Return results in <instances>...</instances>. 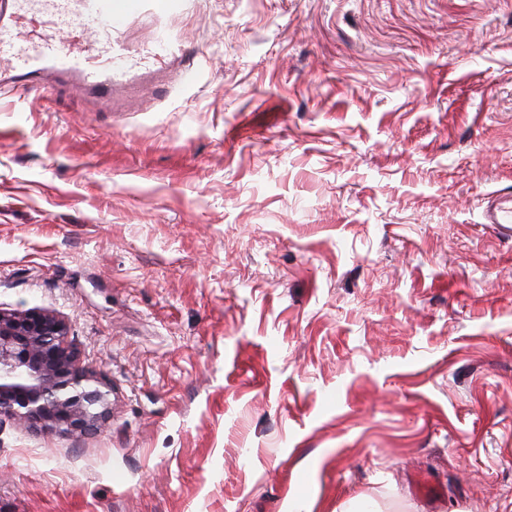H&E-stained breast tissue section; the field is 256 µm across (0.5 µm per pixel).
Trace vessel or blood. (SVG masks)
<instances>
[{"label": "vessel or blood", "mask_w": 512, "mask_h": 512, "mask_svg": "<svg viewBox=\"0 0 512 512\" xmlns=\"http://www.w3.org/2000/svg\"><path fill=\"white\" fill-rule=\"evenodd\" d=\"M116 0H0V85L47 92L63 78L111 93Z\"/></svg>", "instance_id": "b4317fda"}]
</instances>
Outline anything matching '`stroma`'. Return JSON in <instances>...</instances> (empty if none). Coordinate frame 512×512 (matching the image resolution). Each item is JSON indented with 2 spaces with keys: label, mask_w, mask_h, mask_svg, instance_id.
Instances as JSON below:
<instances>
[{
  "label": "stroma",
  "mask_w": 512,
  "mask_h": 512,
  "mask_svg": "<svg viewBox=\"0 0 512 512\" xmlns=\"http://www.w3.org/2000/svg\"><path fill=\"white\" fill-rule=\"evenodd\" d=\"M118 7L111 101L0 90V309L112 407L0 512H512V0Z\"/></svg>",
  "instance_id": "obj_1"
}]
</instances>
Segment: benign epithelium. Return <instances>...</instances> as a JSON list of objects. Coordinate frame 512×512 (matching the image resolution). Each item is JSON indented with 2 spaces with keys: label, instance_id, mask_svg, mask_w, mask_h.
<instances>
[{
  "label": "benign epithelium",
  "instance_id": "1",
  "mask_svg": "<svg viewBox=\"0 0 512 512\" xmlns=\"http://www.w3.org/2000/svg\"><path fill=\"white\" fill-rule=\"evenodd\" d=\"M108 415V392L82 366L61 316L0 309L1 417L82 436L97 432Z\"/></svg>",
  "mask_w": 512,
  "mask_h": 512
}]
</instances>
